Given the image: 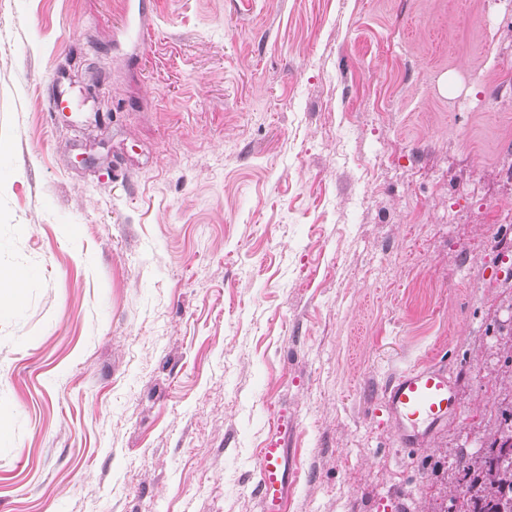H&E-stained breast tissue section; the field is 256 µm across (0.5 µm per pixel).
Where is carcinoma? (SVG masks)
<instances>
[{"label": "carcinoma", "instance_id": "1", "mask_svg": "<svg viewBox=\"0 0 512 512\" xmlns=\"http://www.w3.org/2000/svg\"><path fill=\"white\" fill-rule=\"evenodd\" d=\"M489 448L464 460L444 512H512V413Z\"/></svg>", "mask_w": 512, "mask_h": 512}]
</instances>
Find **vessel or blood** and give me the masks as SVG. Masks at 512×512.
Here are the masks:
<instances>
[{"mask_svg": "<svg viewBox=\"0 0 512 512\" xmlns=\"http://www.w3.org/2000/svg\"><path fill=\"white\" fill-rule=\"evenodd\" d=\"M381 408L401 445L420 448L458 417L460 402L447 371L422 364L385 383ZM259 471L261 512H283L293 481L287 451L277 440H269L260 449Z\"/></svg>", "mask_w": 512, "mask_h": 512, "instance_id": "obj_1", "label": "vessel or blood"}]
</instances>
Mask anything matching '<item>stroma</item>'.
I'll list each match as a JSON object with an SVG mask.
<instances>
[{
  "instance_id": "1",
  "label": "stroma",
  "mask_w": 512,
  "mask_h": 512,
  "mask_svg": "<svg viewBox=\"0 0 512 512\" xmlns=\"http://www.w3.org/2000/svg\"><path fill=\"white\" fill-rule=\"evenodd\" d=\"M0 141V512H260L273 437L286 512H436L491 444L512 0H0ZM405 448H421L460 412L456 386L448 371L422 364L390 378L380 404ZM260 479L257 491L262 512H282L288 500L291 486V464L286 448L278 440L270 439L259 449Z\"/></svg>"
}]
</instances>
